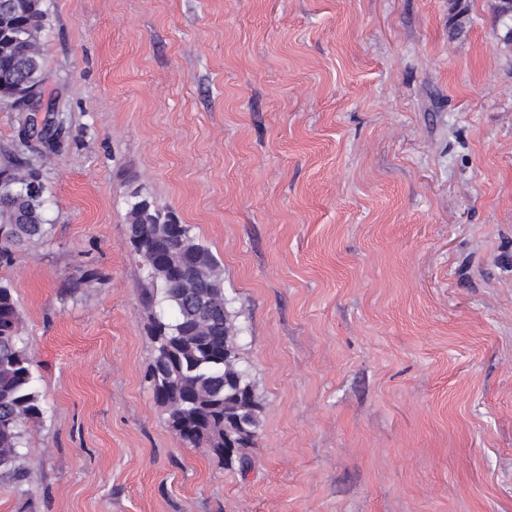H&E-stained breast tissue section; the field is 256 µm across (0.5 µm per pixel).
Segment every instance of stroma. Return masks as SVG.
Listing matches in <instances>:
<instances>
[{"instance_id": "1", "label": "stroma", "mask_w": 512, "mask_h": 512, "mask_svg": "<svg viewBox=\"0 0 512 512\" xmlns=\"http://www.w3.org/2000/svg\"><path fill=\"white\" fill-rule=\"evenodd\" d=\"M465 3L43 0L51 230L0 283L44 414L0 512H512V42ZM136 193L224 267L248 472L145 382Z\"/></svg>"}]
</instances>
